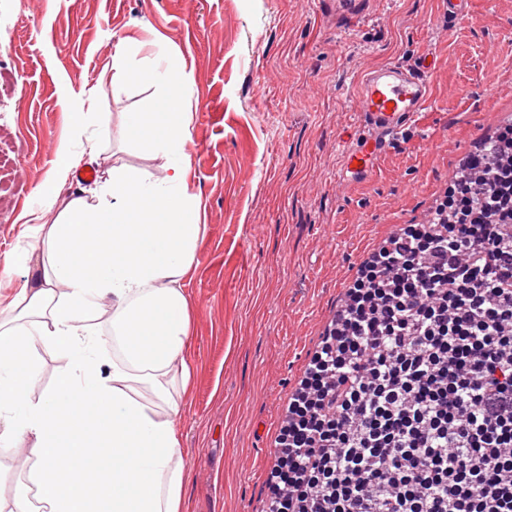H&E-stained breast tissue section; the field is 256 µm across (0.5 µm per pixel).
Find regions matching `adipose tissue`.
I'll list each match as a JSON object with an SVG mask.
<instances>
[{"mask_svg":"<svg viewBox=\"0 0 512 512\" xmlns=\"http://www.w3.org/2000/svg\"><path fill=\"white\" fill-rule=\"evenodd\" d=\"M163 94L125 134L162 152L171 173L116 168L100 203L40 193L45 219L32 245L9 258L25 279L0 319V431L32 438L29 483L10 512H182L186 465L174 424L193 379L186 356L192 316L181 288L203 227L188 182V77L157 68ZM112 307L111 359L90 319ZM69 360L63 381L31 399L39 351Z\"/></svg>","mask_w":512,"mask_h":512,"instance_id":"obj_1","label":"adipose tissue"}]
</instances>
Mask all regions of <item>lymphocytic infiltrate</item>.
I'll return each mask as SVG.
<instances>
[{"mask_svg":"<svg viewBox=\"0 0 512 512\" xmlns=\"http://www.w3.org/2000/svg\"><path fill=\"white\" fill-rule=\"evenodd\" d=\"M359 266L288 401L267 512H512V125Z\"/></svg>","mask_w":512,"mask_h":512,"instance_id":"f902f5d3","label":"lymphocytic infiltrate"}]
</instances>
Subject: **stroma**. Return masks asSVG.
<instances>
[{"label": "stroma", "instance_id": "35a3bbf8", "mask_svg": "<svg viewBox=\"0 0 512 512\" xmlns=\"http://www.w3.org/2000/svg\"><path fill=\"white\" fill-rule=\"evenodd\" d=\"M439 0H0V282L69 143L97 180L114 167L169 174L122 136L153 111L149 74L189 76L187 154L201 235L183 281L194 380L175 418L186 512H263L288 397L360 263L422 223L459 159L512 121V0H473L447 37ZM429 52L430 101L378 162L339 192L363 72ZM140 72L137 81L119 73ZM93 113L75 127L80 102ZM30 439L0 446V496L27 482Z\"/></svg>", "mask_w": 512, "mask_h": 512}]
</instances>
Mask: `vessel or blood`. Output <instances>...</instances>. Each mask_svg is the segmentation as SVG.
Listing matches in <instances>:
<instances>
[{"label":"vessel or blood","instance_id":"vessel-or-blood-1","mask_svg":"<svg viewBox=\"0 0 512 512\" xmlns=\"http://www.w3.org/2000/svg\"><path fill=\"white\" fill-rule=\"evenodd\" d=\"M426 57L394 62L367 70L354 99L361 116V132L348 149L339 188L367 183L377 159L402 140L429 98Z\"/></svg>","mask_w":512,"mask_h":512}]
</instances>
